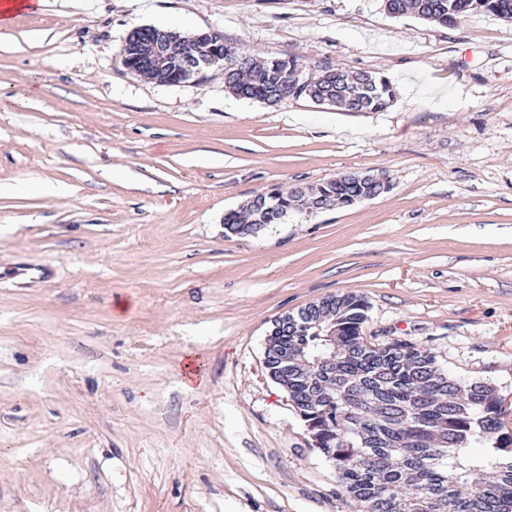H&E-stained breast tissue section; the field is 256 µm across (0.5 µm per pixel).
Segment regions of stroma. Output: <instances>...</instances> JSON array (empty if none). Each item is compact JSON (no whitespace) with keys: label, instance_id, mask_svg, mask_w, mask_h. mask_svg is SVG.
Instances as JSON below:
<instances>
[{"label":"stroma","instance_id":"1","mask_svg":"<svg viewBox=\"0 0 512 512\" xmlns=\"http://www.w3.org/2000/svg\"><path fill=\"white\" fill-rule=\"evenodd\" d=\"M64 2L0 44V512H357L264 365L275 319L330 294L365 298L368 341L512 397V22L383 0H84L67 19ZM149 25L309 76L375 71L396 97L354 114L235 98L218 66L147 80L120 51ZM361 171L389 191L224 234L256 194Z\"/></svg>","mask_w":512,"mask_h":512}]
</instances>
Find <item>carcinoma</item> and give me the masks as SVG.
<instances>
[{"label":"carcinoma","mask_w":512,"mask_h":512,"mask_svg":"<svg viewBox=\"0 0 512 512\" xmlns=\"http://www.w3.org/2000/svg\"><path fill=\"white\" fill-rule=\"evenodd\" d=\"M384 2L393 17L410 14L442 26L473 13L512 21V0ZM201 49L224 50V88L238 98L276 105L306 97L296 56L259 60L215 32ZM308 86L344 112H380L396 96L388 79L330 62L309 77ZM387 181L383 173L350 172L311 186V195L291 187L281 192L280 210L288 213L303 204L348 207L382 195ZM276 223L278 213L250 201L224 213V230L231 236ZM323 301L335 319L336 336L313 326L301 311L287 313L268 338L264 364L302 421L313 427L318 450L334 465L359 512H512V435L505 432L512 408L496 389L483 381H459L425 348L367 341L363 296L347 292ZM333 342L336 366L329 370H308L287 359L295 347L315 352ZM478 439L493 445V456L479 466L458 454ZM481 470L488 478L470 486V472Z\"/></svg>","instance_id":"1"}]
</instances>
